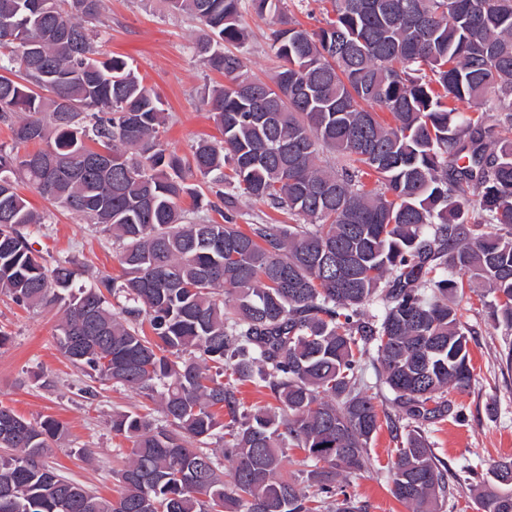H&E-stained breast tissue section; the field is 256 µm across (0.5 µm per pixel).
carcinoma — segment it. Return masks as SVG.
I'll return each mask as SVG.
<instances>
[{
  "label": "carcinoma",
  "instance_id": "carcinoma-1",
  "mask_svg": "<svg viewBox=\"0 0 512 512\" xmlns=\"http://www.w3.org/2000/svg\"><path fill=\"white\" fill-rule=\"evenodd\" d=\"M163 2L200 21L194 56L230 79L208 90L221 138L184 156L164 143L162 98L93 43L102 0H0L14 143L0 146V293L63 305V356L162 414H112L132 446L107 499L48 465L54 419L0 407L15 428L0 435V512H362L339 478L367 468L380 427L372 351L405 420L390 492L436 512L447 468L425 426L474 380L459 315L471 284L490 285L512 330V0H333L313 31L284 0ZM245 5L275 19L279 70L243 92L225 45L243 42ZM22 184L119 242L121 275L78 285L74 262L47 263L31 242L46 218ZM242 196L294 223L242 230ZM245 383L280 406L244 408ZM288 447L306 452L310 494L284 469ZM509 489L512 457L480 482V512H512Z\"/></svg>",
  "mask_w": 512,
  "mask_h": 512
}]
</instances>
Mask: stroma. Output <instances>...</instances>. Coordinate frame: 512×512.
Returning <instances> with one entry per match:
<instances>
[{"mask_svg":"<svg viewBox=\"0 0 512 512\" xmlns=\"http://www.w3.org/2000/svg\"><path fill=\"white\" fill-rule=\"evenodd\" d=\"M104 7L110 27L98 36L97 44L105 54L137 65L145 86L164 99L171 114L164 137L168 150L184 155L200 138L217 135L204 94L224 78L206 71L191 52L201 24L164 16L159 0H104ZM240 24L247 35L239 51L243 73L270 78L276 69L266 44L271 18L248 11ZM28 199L50 217L49 224L33 235L36 249L48 261L77 260L85 282L99 274L119 275L112 244L102 234L36 193H29ZM60 321L58 308L25 310L0 295V330L10 335L0 345V406L31 421L47 416L59 421L64 435L52 445V464L65 477L113 498L118 490L116 473L130 443L113 434L112 414L140 411L142 399L121 386H103L97 398H84L89 378L56 346ZM462 322L468 330L475 381L467 391L449 390L451 414L428 428L435 456L448 467V494L440 512H478L472 474H486L495 461L512 457V367L505 363L512 331L499 325L476 297ZM363 370L381 426L369 444L370 466L347 474L346 491L364 512H409L389 491L396 443L388 423L399 411L373 357L364 358ZM86 449L91 452L87 459L82 456Z\"/></svg>","mask_w":512,"mask_h":512,"instance_id":"35a3bbf8","label":"stroma"}]
</instances>
